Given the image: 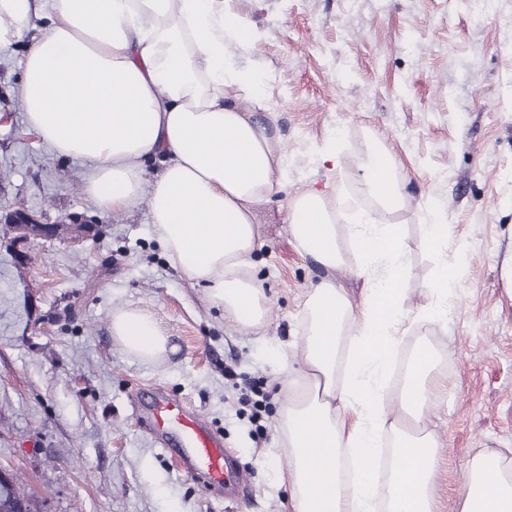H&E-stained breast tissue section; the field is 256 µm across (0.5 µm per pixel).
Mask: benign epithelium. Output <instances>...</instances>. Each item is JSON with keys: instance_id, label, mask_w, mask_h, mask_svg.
Wrapping results in <instances>:
<instances>
[{"instance_id": "1", "label": "benign epithelium", "mask_w": 512, "mask_h": 512, "mask_svg": "<svg viewBox=\"0 0 512 512\" xmlns=\"http://www.w3.org/2000/svg\"><path fill=\"white\" fill-rule=\"evenodd\" d=\"M0 222L8 231V246L20 266L27 265L34 243L39 239H52L66 233L72 241L79 243L94 236L98 230V225L77 216L57 224H45L23 206L0 216Z\"/></svg>"}]
</instances>
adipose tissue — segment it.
I'll list each match as a JSON object with an SVG mask.
<instances>
[{
  "label": "adipose tissue",
  "mask_w": 512,
  "mask_h": 512,
  "mask_svg": "<svg viewBox=\"0 0 512 512\" xmlns=\"http://www.w3.org/2000/svg\"><path fill=\"white\" fill-rule=\"evenodd\" d=\"M42 34L25 56V128L56 155L85 168L84 192L99 209L147 203L173 267L203 288L245 330L269 318L253 271L261 212L288 186L292 163L268 117L260 80L231 71V48L252 34L224 0H0V44L34 23ZM154 159L162 167L147 173ZM365 190L383 209L403 203L402 163L387 149L363 158ZM290 235L328 278L307 290L299 348L272 349L281 375L275 430L288 450L291 512H435L439 442L426 418L437 407L439 357L412 350L401 380L393 363L409 325L447 323L467 269V243H451L447 213L430 212L420 246L451 251L429 280L428 302L407 307L406 232L369 213H337L336 196L310 186L289 203ZM362 279L353 301L335 272ZM113 339L143 363L171 349L154 313L113 307ZM458 512H512V465L478 454L466 462Z\"/></svg>",
  "instance_id": "1"
}]
</instances>
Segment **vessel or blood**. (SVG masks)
Instances as JSON below:
<instances>
[{"label": "vessel or blood", "instance_id": "vessel-or-blood-1", "mask_svg": "<svg viewBox=\"0 0 512 512\" xmlns=\"http://www.w3.org/2000/svg\"><path fill=\"white\" fill-rule=\"evenodd\" d=\"M148 423L162 437L174 438L176 448L190 475L211 483H232L236 494L247 491L243 469L234 467L221 435L214 432L182 399L154 394L148 408Z\"/></svg>", "mask_w": 512, "mask_h": 512}]
</instances>
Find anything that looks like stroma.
Wrapping results in <instances>:
<instances>
[{"label":"stroma","mask_w":512,"mask_h":512,"mask_svg":"<svg viewBox=\"0 0 512 512\" xmlns=\"http://www.w3.org/2000/svg\"><path fill=\"white\" fill-rule=\"evenodd\" d=\"M224 9L255 35L226 64L261 79L293 159L289 193L330 183L349 206L404 225L414 308L443 260L418 245L429 208L444 204L453 240L470 247L447 325L404 343L428 342L441 357L427 423L441 444L436 510L456 512L468 457L512 461V297L499 279L512 240V0H493L480 20L468 0H224ZM38 33L0 46V211L21 203L49 223L78 214L99 234L39 242L40 261L24 269L0 242V468L20 475L39 512H289L276 478L288 454L274 430L282 398L268 349L297 342L304 293L325 270L295 248L286 203L274 202L253 259L268 323L245 331L225 320L168 263L146 206L97 210L81 164L25 132L23 61ZM334 133L348 158L336 172L308 155ZM375 139L406 169L396 211L378 210L363 190L355 159ZM127 302L150 308L176 345L163 366L127 357L112 339V308ZM149 391L185 399L223 433L245 466V497L185 475L137 423ZM259 394L267 406L256 443L249 418Z\"/></svg>","instance_id":"stroma-1"}]
</instances>
